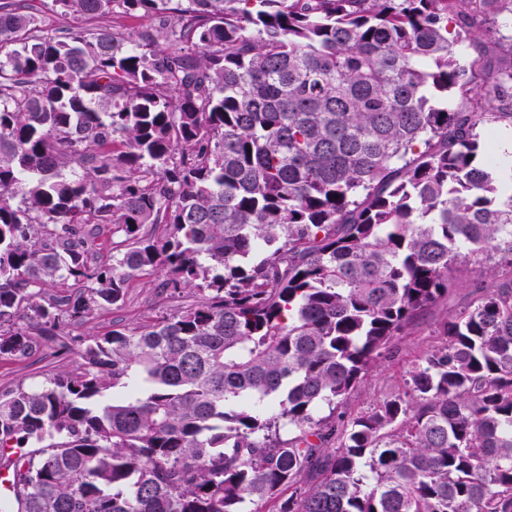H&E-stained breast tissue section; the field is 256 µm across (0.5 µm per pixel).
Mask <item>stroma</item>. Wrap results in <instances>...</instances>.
<instances>
[{
	"instance_id": "stroma-1",
	"label": "stroma",
	"mask_w": 512,
	"mask_h": 512,
	"mask_svg": "<svg viewBox=\"0 0 512 512\" xmlns=\"http://www.w3.org/2000/svg\"><path fill=\"white\" fill-rule=\"evenodd\" d=\"M510 277L512 268L491 261L478 263L464 259L455 264L448 275L447 294L429 309L420 325L396 337L391 352L377 358L348 403L340 408V415L347 419L365 413L383 400L403 393L405 375L411 366L443 345L445 337L439 327L440 320L475 304L481 295V285ZM154 284V276H142L129 288L121 307L101 312L85 321L66 322L58 340L40 343L28 356H0V388L42 383L48 376L68 367L76 358L82 341L109 331L115 325L137 326L155 313L199 299L195 292L184 293L178 298L167 297L158 294Z\"/></svg>"
}]
</instances>
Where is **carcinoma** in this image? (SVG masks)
I'll use <instances>...</instances> for the list:
<instances>
[{
	"label": "carcinoma",
	"mask_w": 512,
	"mask_h": 512,
	"mask_svg": "<svg viewBox=\"0 0 512 512\" xmlns=\"http://www.w3.org/2000/svg\"><path fill=\"white\" fill-rule=\"evenodd\" d=\"M50 7L73 24L43 35L0 0V355L143 274L200 300L0 391L18 512H512L511 280L441 319L403 394L334 418L459 257L512 265V0Z\"/></svg>",
	"instance_id": "obj_1"
}]
</instances>
